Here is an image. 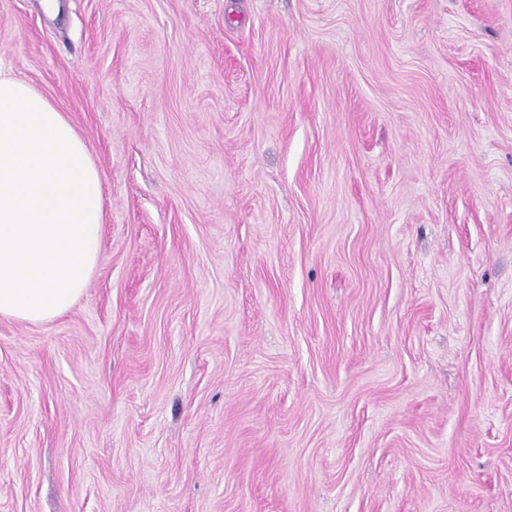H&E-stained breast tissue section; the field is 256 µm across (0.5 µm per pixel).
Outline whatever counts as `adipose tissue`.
<instances>
[{
    "mask_svg": "<svg viewBox=\"0 0 512 512\" xmlns=\"http://www.w3.org/2000/svg\"><path fill=\"white\" fill-rule=\"evenodd\" d=\"M100 171L66 112L0 71V318L68 312L98 263Z\"/></svg>",
    "mask_w": 512,
    "mask_h": 512,
    "instance_id": "obj_1",
    "label": "adipose tissue"
}]
</instances>
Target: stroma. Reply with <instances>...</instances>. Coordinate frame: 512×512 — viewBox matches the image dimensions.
I'll return each instance as SVG.
<instances>
[{"mask_svg": "<svg viewBox=\"0 0 512 512\" xmlns=\"http://www.w3.org/2000/svg\"><path fill=\"white\" fill-rule=\"evenodd\" d=\"M43 3L105 222L0 318V512H512V0Z\"/></svg>", "mask_w": 512, "mask_h": 512, "instance_id": "1", "label": "stroma"}]
</instances>
